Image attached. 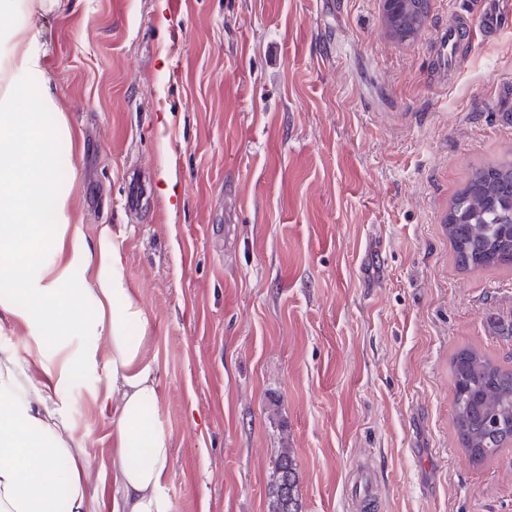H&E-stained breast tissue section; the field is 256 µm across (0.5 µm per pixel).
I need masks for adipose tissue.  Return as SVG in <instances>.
Listing matches in <instances>:
<instances>
[{"instance_id":"adipose-tissue-1","label":"adipose tissue","mask_w":512,"mask_h":512,"mask_svg":"<svg viewBox=\"0 0 512 512\" xmlns=\"http://www.w3.org/2000/svg\"><path fill=\"white\" fill-rule=\"evenodd\" d=\"M61 2L0 0V312L29 338L25 357L0 342V512H93L89 454L65 390L76 372L100 367L112 512H170L171 435L158 418L148 319L111 226L88 236L58 184L73 135L35 18Z\"/></svg>"}]
</instances>
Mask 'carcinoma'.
Wrapping results in <instances>:
<instances>
[{
	"label": "carcinoma",
	"mask_w": 512,
	"mask_h": 512,
	"mask_svg": "<svg viewBox=\"0 0 512 512\" xmlns=\"http://www.w3.org/2000/svg\"><path fill=\"white\" fill-rule=\"evenodd\" d=\"M448 239L458 263L480 270L512 265V163L472 170L448 209ZM454 426L475 460L512 440V369H504L477 349L457 353L452 365ZM268 512H299L292 449L276 459Z\"/></svg>",
	"instance_id": "carcinoma-1"
}]
</instances>
